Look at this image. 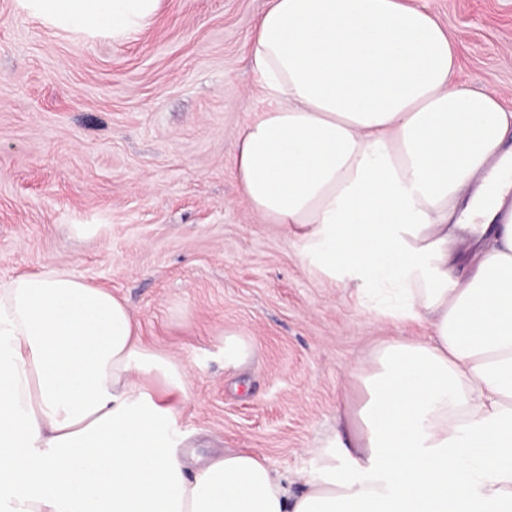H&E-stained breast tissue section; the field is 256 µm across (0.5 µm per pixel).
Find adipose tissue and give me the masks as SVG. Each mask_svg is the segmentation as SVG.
Wrapping results in <instances>:
<instances>
[{
  "label": "adipose tissue",
  "instance_id": "ef3b65f1",
  "mask_svg": "<svg viewBox=\"0 0 512 512\" xmlns=\"http://www.w3.org/2000/svg\"><path fill=\"white\" fill-rule=\"evenodd\" d=\"M124 43L159 0H15ZM264 108L234 175L307 268L427 339L378 341L361 389L277 473L180 454L186 367L66 267L0 280V512H512V109L458 77L406 0H272L251 38Z\"/></svg>",
  "mask_w": 512,
  "mask_h": 512
}]
</instances>
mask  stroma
<instances>
[{
  "label": "stroma",
  "mask_w": 512,
  "mask_h": 512,
  "mask_svg": "<svg viewBox=\"0 0 512 512\" xmlns=\"http://www.w3.org/2000/svg\"><path fill=\"white\" fill-rule=\"evenodd\" d=\"M458 45L459 77L512 108V0H410ZM270 0H161L125 44L51 30L0 0V278L55 263L129 306L188 369L182 425L205 456L293 473L358 394L371 340L425 338L310 271L232 174L262 100L247 54ZM242 332L248 363L224 366Z\"/></svg>",
  "instance_id": "1"
}]
</instances>
